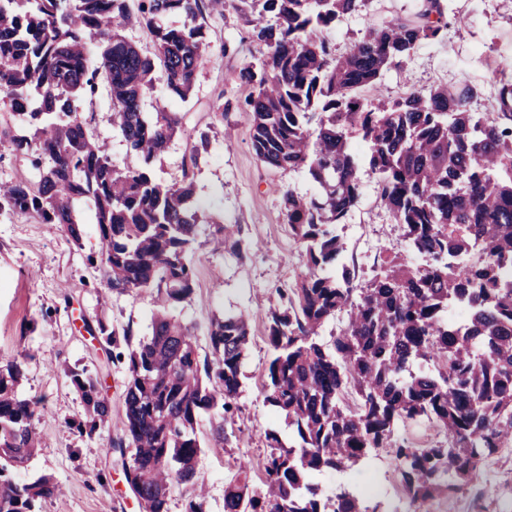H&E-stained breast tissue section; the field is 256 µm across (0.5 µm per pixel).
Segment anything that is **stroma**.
<instances>
[{
	"label": "stroma",
	"mask_w": 512,
	"mask_h": 512,
	"mask_svg": "<svg viewBox=\"0 0 512 512\" xmlns=\"http://www.w3.org/2000/svg\"><path fill=\"white\" fill-rule=\"evenodd\" d=\"M419 6L420 0H371L367 14L340 18L324 36L340 54L364 34L368 23L410 15ZM447 6L453 23L445 39L422 44L402 63L384 70L372 97L468 83L479 92L474 110H491L494 63L512 60V0H448ZM206 33L209 57L196 74L190 99L169 103L183 115L186 127L210 132L208 148L193 170L195 197L206 215L193 246L195 288L170 314L194 327L202 354L211 350L206 329L213 319L227 313L250 319L237 407L224 419L228 440L220 448L203 442L196 465L207 490V512H224V485L239 470H246L254 489L263 488L266 430L288 432L283 417L264 401L271 356L266 313L279 304V289L294 285L304 270L302 247L282 214L281 191L309 195L313 186L304 172L268 168L251 150L250 123L240 109L248 90L231 80L244 63L261 57L244 20L225 7L208 16ZM215 103L224 106L223 120L208 110ZM79 108L92 113L95 132L113 164L135 165L136 157L112 130L108 87L100 86L93 102H80ZM360 177V199L338 228L346 254L355 260L358 282L369 278L374 263L397 254L407 255L411 264H424V257L407 254L399 229L378 203L368 169H361ZM80 212L84 235L78 244L61 225L0 213V358L27 356L20 391L38 404L35 430L43 441L15 477L30 481L45 476L61 486V494L41 502L40 512H141L127 487L119 453L107 451L121 428L127 363L108 359L87 327L101 318L141 339L151 331L154 304L143 291L107 292L99 271L88 262L101 247L94 213L86 205ZM219 224L238 226L240 250L221 242L215 230ZM71 369L99 375L112 407L111 421L90 437L70 426L84 415L67 375ZM340 485L354 486L380 512H512V444L484 461L469 487L416 503L383 448L351 470L331 471L319 480L326 496Z\"/></svg>",
	"instance_id": "1"
}]
</instances>
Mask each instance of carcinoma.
Instances as JSON below:
<instances>
[{
	"instance_id": "carcinoma-1",
	"label": "carcinoma",
	"mask_w": 512,
	"mask_h": 512,
	"mask_svg": "<svg viewBox=\"0 0 512 512\" xmlns=\"http://www.w3.org/2000/svg\"><path fill=\"white\" fill-rule=\"evenodd\" d=\"M0 0V98L20 131L0 147L23 154L38 171L0 184V212L61 224L83 238L75 204L92 206L101 248L89 257L108 290L157 289L151 336L128 354L124 429L110 441L128 448L127 484L143 512H168L174 487L186 512H206L196 471L198 419H220L211 439L227 440L224 415L241 387L249 319L228 314L207 330L211 353L200 357L194 334L169 315L191 297L188 252L200 212L189 168L208 133L189 132L165 106L144 110L146 93L163 84L170 101H186L207 62L205 10L224 0ZM368 0H238L236 9L264 50L232 79L252 91L243 111L256 159L302 170L315 193L281 192L306 272L267 312L273 349L263 389L284 417L288 440L265 432V488L240 476L224 488V512H378L341 486L323 499L315 482L388 448L408 497L425 501L468 484L478 465L512 444V66L496 72L495 107L475 112L476 89L439 85L378 103L369 97L381 72L438 41L452 24L443 0H422L410 17L370 24L341 55L317 32L366 9ZM146 28L153 51L121 34ZM107 83L112 129L138 164L112 165L77 102ZM316 132H311L312 122ZM178 134L188 141L183 178L168 185L148 166ZM367 164L377 199L399 224L407 250L428 258L413 266L398 255L363 286L343 256L337 226L359 198ZM343 312L332 344L320 328ZM109 347L131 344L98 321ZM27 357L0 361V512H39L57 495L46 477L16 481L15 471L40 447L36 402L18 387ZM93 434L111 405L96 375L71 370ZM358 402H343L348 391ZM428 421L444 440L417 448L394 439L399 425Z\"/></svg>"
}]
</instances>
